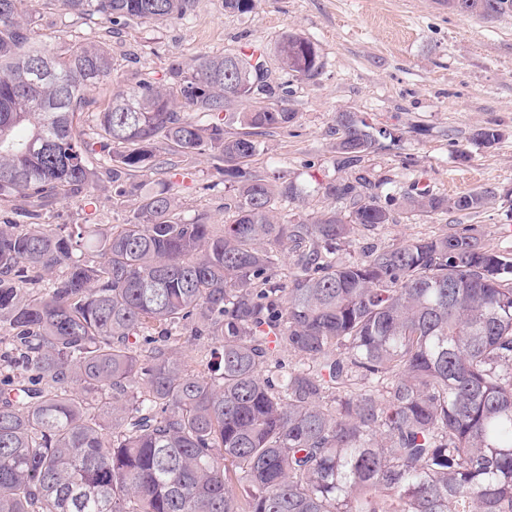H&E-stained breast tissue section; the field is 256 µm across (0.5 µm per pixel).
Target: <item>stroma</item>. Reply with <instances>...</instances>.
Here are the masks:
<instances>
[{
	"instance_id": "35a3bbf8",
	"label": "stroma",
	"mask_w": 512,
	"mask_h": 512,
	"mask_svg": "<svg viewBox=\"0 0 512 512\" xmlns=\"http://www.w3.org/2000/svg\"><path fill=\"white\" fill-rule=\"evenodd\" d=\"M37 9L39 33L51 49L62 51L77 38L105 45L115 86L124 88L143 78L164 80L175 60L189 64L201 54L271 48L288 31L312 39L324 73L291 83L287 106L296 120L261 136L251 168L280 172L309 188L303 212L332 207L313 188L340 178L336 115L352 112L380 133L363 165L391 219L359 233L341 259L358 258L371 245L461 228L474 229L487 248L512 252V204L502 199L512 191V11L485 20L448 12L438 0H257L241 15L226 11L224 0H194L187 18L115 28L86 23L43 0ZM482 127L498 129V143L474 141ZM462 150L471 156L468 163L457 158ZM216 178L209 157L183 162L173 179L183 215L204 212L211 223L224 222L228 190L202 188ZM410 189L445 197L492 189L500 199L477 213L429 219L402 208L399 198Z\"/></svg>"
}]
</instances>
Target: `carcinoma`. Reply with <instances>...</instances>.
I'll return each mask as SVG.
<instances>
[{
    "instance_id": "carcinoma-1",
    "label": "carcinoma",
    "mask_w": 512,
    "mask_h": 512,
    "mask_svg": "<svg viewBox=\"0 0 512 512\" xmlns=\"http://www.w3.org/2000/svg\"><path fill=\"white\" fill-rule=\"evenodd\" d=\"M55 2L113 26L193 7ZM24 6L0 0V206L28 220L0 224V357L20 371L0 382V512H512V257L464 228L340 260L390 213L363 174L315 189L347 213H296L300 185L248 166L259 136L296 119L289 81L256 71L262 49L175 60L99 109L110 53L52 52ZM275 52L294 80L324 72L307 37ZM41 55L58 79L33 82ZM336 124L335 164L355 169L377 138ZM201 155L232 191L220 228L183 216L171 180L144 179ZM104 181L137 201L124 223H40L59 201L96 207ZM495 201L401 194L426 217ZM185 335L219 340L221 366L189 364Z\"/></svg>"
}]
</instances>
